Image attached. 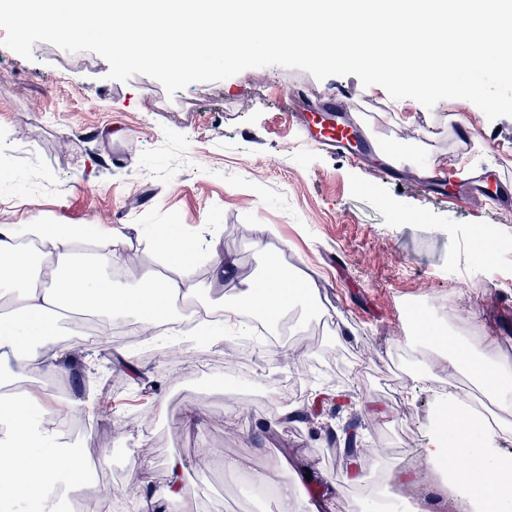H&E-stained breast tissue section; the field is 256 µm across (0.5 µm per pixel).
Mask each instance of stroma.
Returning a JSON list of instances; mask_svg holds the SVG:
<instances>
[{
    "label": "stroma",
    "mask_w": 512,
    "mask_h": 512,
    "mask_svg": "<svg viewBox=\"0 0 512 512\" xmlns=\"http://www.w3.org/2000/svg\"><path fill=\"white\" fill-rule=\"evenodd\" d=\"M108 62L38 42L32 59L0 46V222L92 224L122 230L141 253L133 274L157 268L151 231L189 233L209 225L208 245L233 263L215 276L205 256L193 269L208 301L230 299L259 274L269 255L319 285L320 305L295 307L275 346L245 353L246 371L228 374L224 342L184 350L172 362L165 342L79 347V385L55 389L47 376L26 388L51 394L57 414L80 421L76 448L109 457L98 496L134 487L112 512H140L167 485L180 457L192 512H272L268 496L249 493L225 460L273 462L298 484L296 512L324 497L347 512L390 497L397 512H470L467 499L420 458L449 383L466 375L437 370L436 382L405 362L440 359L432 345H411L409 312L443 333L449 314L468 324L486 363L512 367V206L493 198L457 204L416 186L422 168L468 165L512 177V117L488 120L455 100L426 108L409 99L391 111L384 88L353 75L317 80L281 66L196 82L167 96L155 79H108ZM353 91L361 119L379 141L414 146L398 178L375 157L350 159L309 146L288 92L320 105L337 87ZM465 112L466 128L449 114ZM262 224L275 235L254 247ZM504 241L490 267L477 255L486 231ZM496 335L499 345L485 346ZM143 393L141 418L100 420L103 391ZM234 414H227V406ZM293 415L282 418L283 409Z\"/></svg>",
    "instance_id": "stroma-1"
}]
</instances>
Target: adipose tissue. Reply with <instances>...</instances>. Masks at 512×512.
<instances>
[{
	"instance_id": "ef3b65f1",
	"label": "adipose tissue",
	"mask_w": 512,
	"mask_h": 512,
	"mask_svg": "<svg viewBox=\"0 0 512 512\" xmlns=\"http://www.w3.org/2000/svg\"><path fill=\"white\" fill-rule=\"evenodd\" d=\"M154 246L162 272L127 288L112 278L113 264L133 249L121 230L104 224H0V370L8 374L0 381V414L9 420L12 460L11 468L0 471V503L24 500L39 505L40 512H53L61 490L85 477V457L63 442L60 428L45 418L29 419L33 408L47 409V400L10 390L13 374L63 373L62 357L79 342L59 332L56 322L89 314L105 330L133 316L141 334L152 339L163 324L175 321L179 302L192 319L217 312L231 324L248 308L276 323L315 291L311 285L296 287L287 269L270 263L241 282L236 300L215 305L203 300L202 286L191 273L198 242L160 234ZM441 366L470 374L494 392L512 389V369L487 367L467 347L444 357ZM511 431V425L493 427L479 415L458 413L448 433L429 435L421 455L428 463L447 465L448 478L462 496L489 505L512 497V459L499 461L493 481L462 478L454 461L466 455L487 462L497 435Z\"/></svg>"
}]
</instances>
